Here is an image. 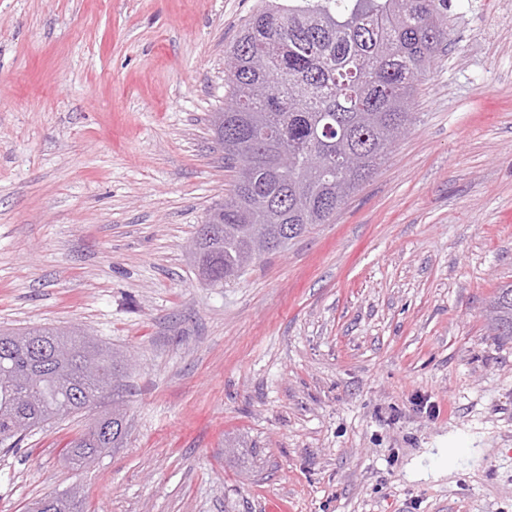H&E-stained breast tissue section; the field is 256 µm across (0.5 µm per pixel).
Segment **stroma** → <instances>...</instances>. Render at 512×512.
I'll list each match as a JSON object with an SVG mask.
<instances>
[{
  "label": "stroma",
  "instance_id": "35a3bbf8",
  "mask_svg": "<svg viewBox=\"0 0 512 512\" xmlns=\"http://www.w3.org/2000/svg\"><path fill=\"white\" fill-rule=\"evenodd\" d=\"M259 0H0V329L130 358L116 398L0 447V512H512V0H448L416 122L337 211L213 287L188 249L234 172L210 130ZM477 455L435 472L448 436ZM489 309L492 330L497 336L512 337V285L497 289Z\"/></svg>",
  "mask_w": 512,
  "mask_h": 512
}]
</instances>
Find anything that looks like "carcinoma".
I'll return each mask as SVG.
<instances>
[{"mask_svg": "<svg viewBox=\"0 0 512 512\" xmlns=\"http://www.w3.org/2000/svg\"><path fill=\"white\" fill-rule=\"evenodd\" d=\"M448 46V0H262L225 51L229 101L214 128L237 178L197 233L196 259L219 285L266 252L326 224L375 174L416 120L417 82ZM490 326L512 337V285L497 289ZM75 330L0 331V445L79 413L116 389L124 360ZM124 415L91 423L66 449L72 463L123 443ZM53 512H83L74 494Z\"/></svg>", "mask_w": 512, "mask_h": 512, "instance_id": "cac0c4a2", "label": "carcinoma"}]
</instances>
